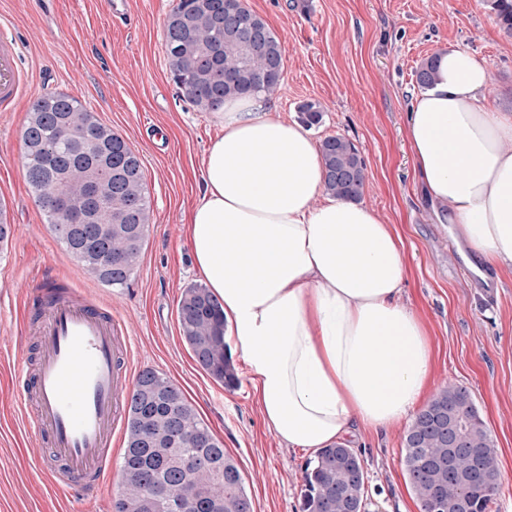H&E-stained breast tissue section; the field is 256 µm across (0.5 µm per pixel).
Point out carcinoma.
Segmentation results:
<instances>
[{"mask_svg": "<svg viewBox=\"0 0 512 512\" xmlns=\"http://www.w3.org/2000/svg\"><path fill=\"white\" fill-rule=\"evenodd\" d=\"M502 29L512 35V0H490ZM248 16L260 30L259 50L248 48L249 31L230 34L220 18ZM165 28L166 56L175 84L200 109L216 111L224 98L262 92L276 94L283 75L273 70L284 50L265 20L243 0H179ZM436 57L416 70L419 87L435 78ZM299 121H322L320 104L298 106ZM91 124L99 141L81 135ZM26 179L48 224L83 270L111 288L127 286L137 272L144 237L131 241L129 218L146 232L150 201L143 163L123 137L100 122L69 94L47 92L33 103L23 133ZM327 194L356 201L366 184V164L358 147L336 135L323 139ZM64 192L75 210L95 211L104 228L95 237L88 226L71 237L59 230L60 217L48 200ZM179 333L194 360L215 380L236 383L224 342V316L207 288L190 284L178 304ZM133 389L122 453V492L114 512H253L240 469L224 445L168 375L142 370ZM150 430L139 427L142 417ZM404 467L422 512L441 502L447 512L467 502L468 512H490L499 486L497 449L467 388L448 384L418 412L404 437ZM301 512H365L369 506L361 457L347 444L321 449L303 471Z\"/></svg>", "mask_w": 512, "mask_h": 512, "instance_id": "obj_1", "label": "carcinoma"}]
</instances>
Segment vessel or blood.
I'll list each match as a JSON object with an SVG mask.
<instances>
[{"instance_id":"vessel-or-blood-1","label":"vessel or blood","mask_w":512,"mask_h":512,"mask_svg":"<svg viewBox=\"0 0 512 512\" xmlns=\"http://www.w3.org/2000/svg\"><path fill=\"white\" fill-rule=\"evenodd\" d=\"M30 89L18 51L0 36V112ZM30 307L41 320L39 355L20 376L27 421L55 486L93 494L127 422L135 369L124 322L110 304L46 276Z\"/></svg>"}]
</instances>
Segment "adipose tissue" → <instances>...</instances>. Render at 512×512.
Returning a JSON list of instances; mask_svg holds the SVG:
<instances>
[{"mask_svg": "<svg viewBox=\"0 0 512 512\" xmlns=\"http://www.w3.org/2000/svg\"><path fill=\"white\" fill-rule=\"evenodd\" d=\"M490 67L439 54L407 138L419 183L476 263L512 271V113L485 105ZM187 220L198 273L246 361L267 426L290 448L344 442L409 415L430 376L422 321L401 301V239L324 191L318 144L264 95L226 98Z\"/></svg>", "mask_w": 512, "mask_h": 512, "instance_id": "obj_1", "label": "adipose tissue"}]
</instances>
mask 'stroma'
Masks as SVG:
<instances>
[{
	"label": "stroma",
	"mask_w": 512,
	"mask_h": 512,
	"mask_svg": "<svg viewBox=\"0 0 512 512\" xmlns=\"http://www.w3.org/2000/svg\"><path fill=\"white\" fill-rule=\"evenodd\" d=\"M178 0H0V34L16 39L33 88L0 112V216L12 235L0 246V512H112L121 492V448L101 491L53 490L36 459L24 395L15 379L37 352L29 300L42 274L72 279L111 302L125 322L136 369L174 379L241 470L253 512H300L310 453L290 449L266 425L245 361L227 338L234 386L216 381L183 344L177 308L200 283L185 217L196 203L202 161L220 132L173 82L167 19ZM279 38L284 80L272 103L288 121L312 100L323 108L315 139L342 135L359 148L367 181L361 201L399 234L407 276L403 303L427 326L434 360L429 394L466 387L495 442L501 471L491 512H512V272L486 299L455 261L447 225L421 191L406 135L429 57L463 49L489 61L488 108L512 113V36L488 0H244ZM77 97L139 153L151 220L128 287L90 278L56 240L26 180L23 131L46 92ZM408 419L375 431L355 426L349 445L367 467L369 512H421L403 464Z\"/></svg>",
	"instance_id": "obj_1"
}]
</instances>
